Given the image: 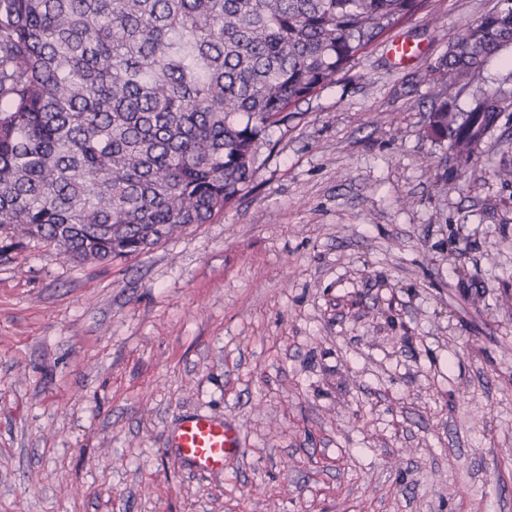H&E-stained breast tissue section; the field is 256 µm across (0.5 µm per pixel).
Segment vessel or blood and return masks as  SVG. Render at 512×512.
<instances>
[{
  "label": "vessel or blood",
  "instance_id": "b4317fda",
  "mask_svg": "<svg viewBox=\"0 0 512 512\" xmlns=\"http://www.w3.org/2000/svg\"><path fill=\"white\" fill-rule=\"evenodd\" d=\"M167 442L170 452L200 474L223 471L225 460L242 446L237 430L201 413L181 416L169 431Z\"/></svg>",
  "mask_w": 512,
  "mask_h": 512
}]
</instances>
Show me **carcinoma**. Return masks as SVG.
<instances>
[{
  "label": "carcinoma",
  "instance_id": "1",
  "mask_svg": "<svg viewBox=\"0 0 512 512\" xmlns=\"http://www.w3.org/2000/svg\"><path fill=\"white\" fill-rule=\"evenodd\" d=\"M422 0H0V236L77 263L208 224L253 182L266 132ZM512 46V7L459 26L428 69L459 84ZM507 92L443 102L461 166Z\"/></svg>",
  "mask_w": 512,
  "mask_h": 512
}]
</instances>
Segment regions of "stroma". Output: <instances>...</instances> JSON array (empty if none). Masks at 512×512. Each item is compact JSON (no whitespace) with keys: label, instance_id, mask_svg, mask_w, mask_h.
I'll return each instance as SVG.
<instances>
[{"label":"stroma","instance_id":"obj_1","mask_svg":"<svg viewBox=\"0 0 512 512\" xmlns=\"http://www.w3.org/2000/svg\"><path fill=\"white\" fill-rule=\"evenodd\" d=\"M511 3L426 0L212 223L79 266L0 238V512H512V112L465 172L427 134L441 101L512 93V48L422 79ZM184 413L240 432L223 472L166 452Z\"/></svg>","mask_w":512,"mask_h":512}]
</instances>
